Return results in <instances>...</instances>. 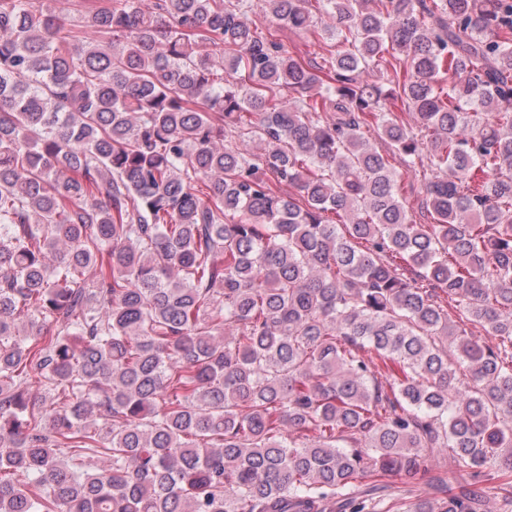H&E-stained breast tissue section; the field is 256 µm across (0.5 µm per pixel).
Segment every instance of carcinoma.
Listing matches in <instances>:
<instances>
[{"label":"carcinoma","mask_w":512,"mask_h":512,"mask_svg":"<svg viewBox=\"0 0 512 512\" xmlns=\"http://www.w3.org/2000/svg\"><path fill=\"white\" fill-rule=\"evenodd\" d=\"M511 101L512 0H0V512H487ZM248 19L261 36H267L269 31L276 34V38L285 49L305 60L316 58L320 62L321 57H328L336 51L335 39H329L326 36L313 37L309 33H295L288 28H276L272 18L259 9L255 8L249 13ZM391 163L403 173L402 180L400 182L401 193L408 201L410 213L414 220L418 223L428 224L430 222V217L418 206L425 188L422 176L416 175L414 172H406L397 159L394 161L391 160ZM427 463L431 470V475L439 474L441 476H448V472L463 479L467 476V468L462 463L454 462L448 457L447 451H439L435 449L432 451L428 458Z\"/></svg>","instance_id":"obj_1"}]
</instances>
